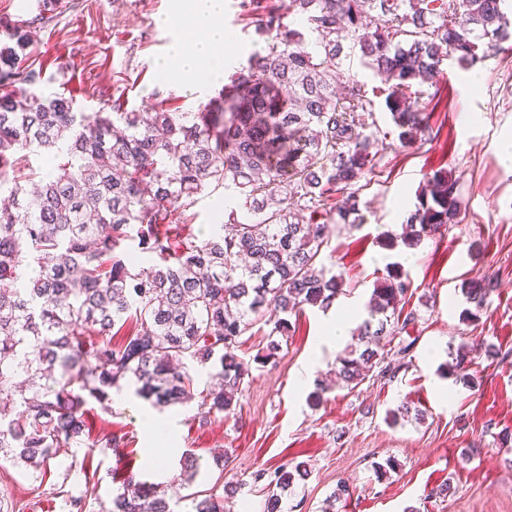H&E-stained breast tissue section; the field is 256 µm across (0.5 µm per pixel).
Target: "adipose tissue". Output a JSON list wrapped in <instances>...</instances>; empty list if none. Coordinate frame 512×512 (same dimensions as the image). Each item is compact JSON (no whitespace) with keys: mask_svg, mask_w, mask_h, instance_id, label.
Listing matches in <instances>:
<instances>
[{"mask_svg":"<svg viewBox=\"0 0 512 512\" xmlns=\"http://www.w3.org/2000/svg\"><path fill=\"white\" fill-rule=\"evenodd\" d=\"M159 24L177 33L170 53L156 65L163 81L202 88L223 78L233 41L224 26V0H177Z\"/></svg>","mask_w":512,"mask_h":512,"instance_id":"1","label":"adipose tissue"}]
</instances>
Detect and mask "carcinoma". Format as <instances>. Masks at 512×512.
Wrapping results in <instances>:
<instances>
[{
    "label": "carcinoma",
    "mask_w": 512,
    "mask_h": 512,
    "mask_svg": "<svg viewBox=\"0 0 512 512\" xmlns=\"http://www.w3.org/2000/svg\"><path fill=\"white\" fill-rule=\"evenodd\" d=\"M506 0H242L263 46L224 84L209 112L165 107L81 112L71 96L31 90L29 37L0 51V459L40 472L61 448H119L90 439L87 405L114 389L163 409L198 401L201 421L235 414L251 365L237 351L251 326L287 335L288 316L329 309L344 281L323 262L330 225L360 221L356 186L374 173L379 130L368 93L385 96L395 130L390 149L433 140L421 85L455 58L470 70L507 50ZM302 26L295 27L292 19ZM381 77L367 90L344 67L354 53ZM54 164L29 191L22 151ZM222 188L219 228L199 237L176 218L196 196ZM311 218L305 220L303 212ZM457 180L437 170L389 246L408 249L457 223ZM497 283L463 285L477 317ZM410 281L391 269L373 289L359 346L336 355V377L355 389L372 370L400 369L380 351L389 315L405 328L415 310L397 308ZM127 330L121 343L113 338ZM213 362L201 389L194 364ZM190 464L170 482H194ZM288 470H260L263 512H283ZM190 512H224V497H189ZM101 512H172L168 493L133 475Z\"/></svg>",
    "instance_id": "1"
}]
</instances>
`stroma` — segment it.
<instances>
[{
    "instance_id": "35a3bbf8",
    "label": "stroma",
    "mask_w": 512,
    "mask_h": 512,
    "mask_svg": "<svg viewBox=\"0 0 512 512\" xmlns=\"http://www.w3.org/2000/svg\"><path fill=\"white\" fill-rule=\"evenodd\" d=\"M239 3L224 0L236 63L246 61L259 40ZM41 4L0 0V49L9 46V32H27L44 93L67 91L86 112L111 108L116 100L129 112L161 105L197 112L222 91L218 85L190 90L157 76L155 61L169 53L175 34L156 20L175 0H59L47 12ZM481 70V84L472 85L450 59L423 85L420 102L430 114L433 141L399 153L374 145L377 172L358 191L364 222L334 227L327 248L326 265L344 279V294L331 311L308 307L291 317L287 344L266 365L253 362L266 344V327L255 325L244 335L239 354L252 361V377L235 416L204 424L197 405L173 406L159 413L170 434L159 440L133 402L106 410L91 403L93 436L121 439L120 451L100 448L88 460L83 449L64 448L42 476L1 460L0 512H69L54 493L61 486L75 496L94 487L85 512H100L127 474L169 480L184 453L200 464L192 491L244 480L241 492L225 497L228 512H262L265 485L254 482L255 472L301 461L311 473L284 492V512H323L341 480L353 494L336 502L334 512H512V170L499 157L501 140L512 137V50L488 58ZM441 168L458 181L459 222L424 238L414 251L387 247L384 232L399 231L427 174ZM395 262L411 282L406 306L419 315L387 347L392 356L410 348L396 376L317 393L335 369L331 352L306 384H298L331 313L366 304L386 264ZM490 274L498 284L489 305L479 318L467 319L463 283ZM462 346L476 349L469 384L448 366L449 350ZM441 383L451 387V399L438 394ZM403 404L422 419L391 421L390 412ZM223 454L229 463L221 471L215 461ZM148 455L161 459L159 469L143 468ZM391 458L397 470L376 478V466ZM444 483L450 494L433 496Z\"/></svg>"
}]
</instances>
